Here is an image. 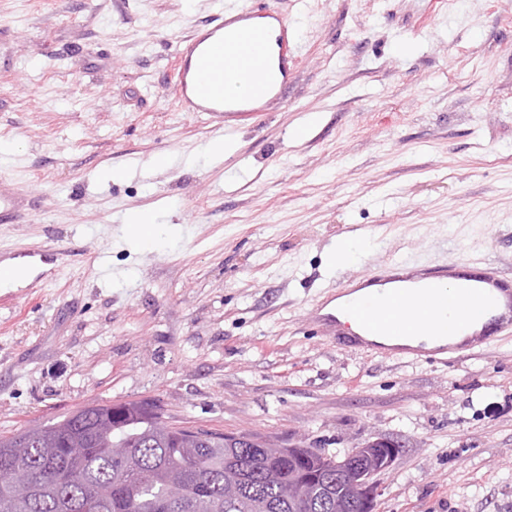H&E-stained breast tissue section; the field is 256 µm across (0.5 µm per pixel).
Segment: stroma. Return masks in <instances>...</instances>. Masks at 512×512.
Wrapping results in <instances>:
<instances>
[{"instance_id": "35a3bbf8", "label": "stroma", "mask_w": 512, "mask_h": 512, "mask_svg": "<svg viewBox=\"0 0 512 512\" xmlns=\"http://www.w3.org/2000/svg\"><path fill=\"white\" fill-rule=\"evenodd\" d=\"M249 2L0 0V262L41 264L0 288V437L151 399L330 453L399 443L374 512H512V332L441 365L308 323L399 256L512 274V0H275L285 102L181 111L177 43ZM155 218L150 210H140L131 216L129 221L132 238L145 247L154 243Z\"/></svg>"}]
</instances>
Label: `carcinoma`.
Wrapping results in <instances>:
<instances>
[{
    "label": "carcinoma",
    "mask_w": 512,
    "mask_h": 512,
    "mask_svg": "<svg viewBox=\"0 0 512 512\" xmlns=\"http://www.w3.org/2000/svg\"><path fill=\"white\" fill-rule=\"evenodd\" d=\"M158 430L146 403L119 418L84 406L43 428L0 438V512H327L323 499L353 501V476L311 485L293 505L279 499L288 458L207 431ZM173 483L184 496L169 499Z\"/></svg>",
    "instance_id": "1"
}]
</instances>
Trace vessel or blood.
Listing matches in <instances>:
<instances>
[{"label": "vessel or blood", "instance_id": "vessel-or-blood-1", "mask_svg": "<svg viewBox=\"0 0 512 512\" xmlns=\"http://www.w3.org/2000/svg\"><path fill=\"white\" fill-rule=\"evenodd\" d=\"M298 67L296 41L274 4L230 7L182 40L174 95L182 111L236 118L282 102ZM259 71L242 97L225 95L227 71ZM309 319L341 347L431 363L472 354L512 329V281L486 263L394 260L343 281Z\"/></svg>", "mask_w": 512, "mask_h": 512}]
</instances>
